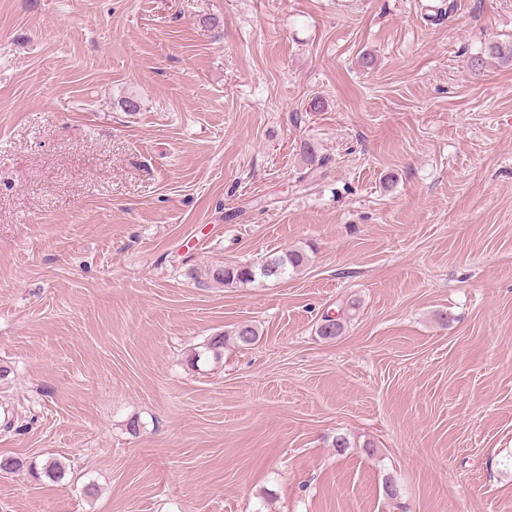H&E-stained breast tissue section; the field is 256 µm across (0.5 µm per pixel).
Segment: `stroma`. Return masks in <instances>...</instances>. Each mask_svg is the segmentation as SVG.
I'll return each mask as SVG.
<instances>
[{
  "label": "stroma",
  "instance_id": "stroma-1",
  "mask_svg": "<svg viewBox=\"0 0 512 512\" xmlns=\"http://www.w3.org/2000/svg\"><path fill=\"white\" fill-rule=\"evenodd\" d=\"M510 40L512 0H0V512H512V66L470 67ZM308 261L301 250H287L281 254L273 253L259 264H231L209 271V280L222 286L233 287L247 285L255 281H279L297 271ZM355 306L356 302H354V300L348 301L345 306L342 302V305L336 311V317L325 315L318 327L319 335L326 338L341 336L347 328L348 319H350V311L353 310Z\"/></svg>",
  "mask_w": 512,
  "mask_h": 512
}]
</instances>
